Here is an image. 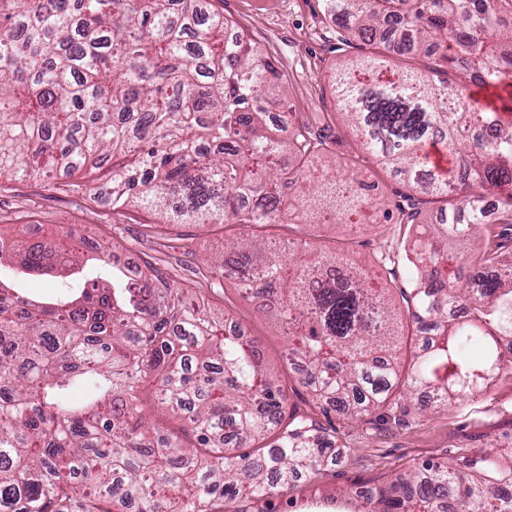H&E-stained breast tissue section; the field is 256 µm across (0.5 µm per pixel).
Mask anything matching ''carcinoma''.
<instances>
[{
    "mask_svg": "<svg viewBox=\"0 0 512 512\" xmlns=\"http://www.w3.org/2000/svg\"><path fill=\"white\" fill-rule=\"evenodd\" d=\"M345 19L347 45L392 53L349 59L336 94L364 148L409 193L396 226L403 253L346 277L318 279L322 261L293 259L256 235L224 238L212 274L283 329V363L313 406L359 420L428 392L421 413L481 396L512 377V276L475 291L448 261L512 267V236L483 215L501 197L512 226V0H324ZM233 22L199 0H0V179L46 177L112 158V209L145 205L166 224L264 228L318 213L345 218L372 198L336 176L291 200L280 187L307 176L324 144L309 123L272 124L286 101L282 76ZM422 56L421 71L400 57ZM501 90L492 102L473 87ZM438 145L462 177L430 160ZM282 155L293 167L277 163ZM431 197L456 201L428 221ZM96 247L112 282L83 279L80 257L58 247L0 240V268L73 278L51 303L0 279V512H224V502L271 503L307 473L336 461L337 437L289 406L258 343L224 328L225 316L175 288L146 261L136 277ZM405 260L413 287L387 282ZM248 269L270 284L254 288ZM419 329L423 353L398 355L396 304ZM153 409L178 432L149 424ZM512 445L491 442L458 460L428 461L379 487L356 512H512Z\"/></svg>",
    "mask_w": 512,
    "mask_h": 512,
    "instance_id": "carcinoma-1",
    "label": "carcinoma"
}]
</instances>
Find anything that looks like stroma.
<instances>
[{"mask_svg": "<svg viewBox=\"0 0 512 512\" xmlns=\"http://www.w3.org/2000/svg\"><path fill=\"white\" fill-rule=\"evenodd\" d=\"M211 9L223 12L236 30L256 43L288 89L284 105L272 107L269 118L307 121L325 136L326 158L336 167L351 165L356 175L374 183L383 205L336 224H283L273 234L309 248H325L358 259L372 258L393 229L385 215L394 211L407 189L399 177L381 169L375 157L345 124L333 87L337 64L350 57L370 54L371 46L341 45L336 40V20L323 10L322 0H209ZM81 175L54 173L45 180H18L0 184V236L5 241H68L77 236L85 243L116 239L121 257L131 264L153 257V241L162 237L168 249L160 264L173 274L180 264L204 265L224 243V231L214 224L158 225L153 215L138 207L113 211L105 201H91L75 191ZM232 280L205 286L202 295L215 309L224 311L229 324L239 325L248 338L257 340L265 362L275 370L291 403L299 412L311 409L296 375L282 366L283 340L255 303L241 300ZM318 422L336 431L343 446L341 461L312 473L287 496L274 500L276 512H310L316 505L324 512H351L356 485L382 484L412 466L443 458L461 457L490 440L512 437V380L487 395L465 401L428 416L416 408L399 413L382 409L360 421L337 412L318 415Z\"/></svg>", "mask_w": 512, "mask_h": 512, "instance_id": "obj_1", "label": "stroma"}]
</instances>
